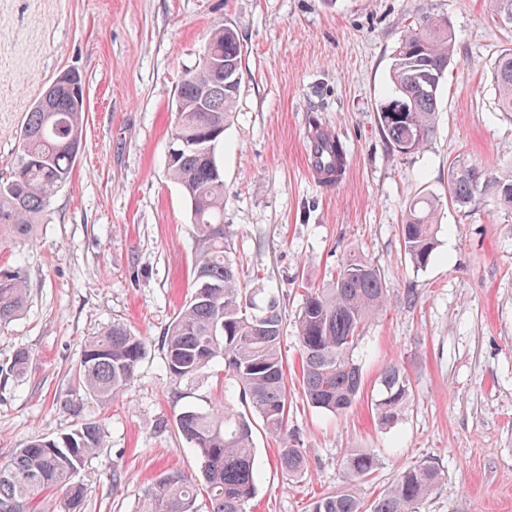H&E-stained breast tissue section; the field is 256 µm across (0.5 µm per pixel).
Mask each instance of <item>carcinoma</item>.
I'll return each mask as SVG.
<instances>
[{"label":"carcinoma","instance_id":"carcinoma-1","mask_svg":"<svg viewBox=\"0 0 512 512\" xmlns=\"http://www.w3.org/2000/svg\"><path fill=\"white\" fill-rule=\"evenodd\" d=\"M205 47L224 60V69L197 67L179 85V111L171 131L181 155L167 162L172 179L191 207L194 224L193 283L189 300L163 334L165 368L174 385L207 377L221 360L232 385L207 407H187L175 416L178 435L202 461L207 512H246L256 493L259 468L251 420L232 408L249 402L265 430L279 438L277 462L294 476L306 467L305 451L288 435V375L281 351L280 299L269 294L257 303L243 288L229 256L230 228L224 223V172L217 151L240 85L241 45L229 23L210 32ZM455 51L448 16L427 11L401 35L392 64V96L380 124L387 141L406 154L420 150L434 128L441 80ZM498 106L512 112V50L493 68ZM43 94L52 111L34 103L20 137L15 169L0 183V242L26 238L51 196L70 179L83 145L84 94L53 82ZM315 167L330 186L346 165L347 148L309 119ZM489 195L512 210V172L493 173L462 161L448 167V199L467 206ZM434 202L420 197L409 205L401 236L404 252L424 268L436 248ZM387 283L370 260L352 255L326 288L307 292L295 321L301 356L300 384L308 404L338 414L360 393L359 366L351 351L365 326L385 306ZM27 300L26 277L19 267L0 268V325L19 316ZM146 341L117 323L84 342L75 378L101 401L124 394L143 358ZM375 414L382 425L397 420L411 397L408 376L397 367L381 378ZM104 445L102 428L85 422L60 436L37 437L0 462V512H81L83 486L73 475ZM378 466L370 452L347 456L348 489L318 496L310 512H416L433 489L438 471L421 463L403 469L394 484L369 501L359 484ZM195 481L172 468L158 475L144 496V512H198Z\"/></svg>","mask_w":512,"mask_h":512}]
</instances>
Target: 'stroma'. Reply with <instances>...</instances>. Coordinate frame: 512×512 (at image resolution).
<instances>
[{
  "instance_id": "stroma-1",
  "label": "stroma",
  "mask_w": 512,
  "mask_h": 512,
  "mask_svg": "<svg viewBox=\"0 0 512 512\" xmlns=\"http://www.w3.org/2000/svg\"><path fill=\"white\" fill-rule=\"evenodd\" d=\"M425 10L448 15L455 54L432 137L403 154L379 112L400 31ZM225 21L237 27L242 68L217 151L224 221L244 287L280 298L288 430L307 461L302 476L283 475L277 441L254 428L261 477L249 512H309L319 494L345 489L346 454L366 449L378 467L365 498L429 461L439 479L418 512H512V211L488 196L465 207L448 199L451 161L512 168V112L500 111L492 81L512 22L488 0H0V181L27 112L61 72L82 74L87 102L71 181L31 238L0 244V267H21L28 288L20 316L0 328V459L35 436L98 424L106 444L74 476L87 491L82 512H140L163 470L199 475L175 417L218 379L177 387L164 366L162 336L193 279L191 208L166 160L178 86ZM312 114L347 147L331 187L305 166ZM421 195L438 202V233L419 270L399 226ZM353 253L384 272L387 300L353 350L361 395L331 414L302 395L295 321L306 287L331 283ZM115 323L145 337L146 352L124 397L105 403L74 370L86 338ZM22 347L26 369L8 373ZM392 366L412 394L384 427L371 401Z\"/></svg>"
}]
</instances>
